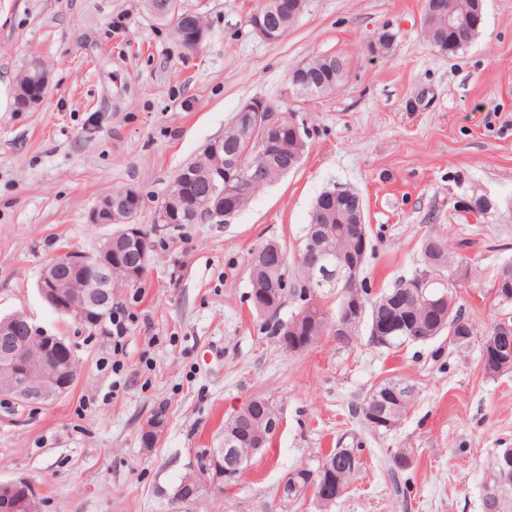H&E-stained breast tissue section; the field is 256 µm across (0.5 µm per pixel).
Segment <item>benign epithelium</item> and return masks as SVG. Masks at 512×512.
Masks as SVG:
<instances>
[{
  "instance_id": "1",
  "label": "benign epithelium",
  "mask_w": 512,
  "mask_h": 512,
  "mask_svg": "<svg viewBox=\"0 0 512 512\" xmlns=\"http://www.w3.org/2000/svg\"><path fill=\"white\" fill-rule=\"evenodd\" d=\"M288 9L286 0H266L264 9L252 13L248 19L253 31L267 41L278 40V27L272 18ZM239 118L263 134L276 120L296 122L288 114H277L262 99H252L239 109ZM245 169L241 161H224V183L243 182ZM240 208L220 203L207 209L210 221L229 223ZM93 224H119L120 230L92 252L64 250L61 259L45 265L38 290L42 300L58 313L69 315L92 330H103L112 321V270L124 271L123 284L127 288L140 287L150 256L142 244L139 224H130L121 205L112 201V194L103 196L91 211ZM358 265L346 261L336 253L323 249L319 262L307 266V288L315 295L327 285L353 281ZM365 314V307L355 301L341 308V320L336 333L342 334L350 325L357 324ZM76 358L65 340L47 328L33 322L27 314L15 312L0 321V397L22 405H45L65 394L75 373ZM166 423V414L155 413L144 423L143 432L156 438ZM252 453L243 452L230 436L221 446L212 449L205 467L207 479H192L172 487L169 497L183 506L182 512H192L207 490L224 491V480L235 477ZM304 495L330 505L344 494L336 488L330 494L316 480L303 489ZM485 497L495 507L508 512L512 509V490L508 486L487 484ZM40 501L32 481L17 477L0 482V512H39Z\"/></svg>"
}]
</instances>
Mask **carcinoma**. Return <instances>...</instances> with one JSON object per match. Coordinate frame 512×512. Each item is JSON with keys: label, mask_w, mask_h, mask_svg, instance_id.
<instances>
[{"label": "carcinoma", "mask_w": 512, "mask_h": 512, "mask_svg": "<svg viewBox=\"0 0 512 512\" xmlns=\"http://www.w3.org/2000/svg\"><path fill=\"white\" fill-rule=\"evenodd\" d=\"M443 11L456 23L444 27L432 10ZM484 11V5L477 0H424L422 35L424 40L437 51L456 55L462 51L481 31L484 18L477 17ZM158 19L171 24L174 34L181 43H187L195 33L200 16L194 12L177 7V0H171V8ZM327 57L316 56L307 61V75L299 77L297 71L292 76L297 81V90L304 97L319 96L332 91L343 80L345 73L337 74L325 70ZM31 62L18 79L15 95L16 110L25 111L31 104L43 97L45 87L36 77ZM237 122H232L224 132L221 147L224 157L244 156L246 180L237 194L224 195V179L213 180L215 195L211 201L221 200L232 206L240 203L245 206L257 190L269 185L282 176L280 168L288 166L291 156L304 155L307 145L305 139L294 138V133L277 126L270 130L264 141L251 140L249 134H235ZM214 164L203 150L201 157L180 168L189 177L183 179L174 175L169 191L179 192L185 206L170 219L172 224H198L204 220L203 210L206 199L200 198L196 191V182L207 179V171ZM364 216L363 200L352 188L340 191L334 188L324 190L316 199L310 224L324 228L330 236L332 247L345 250L349 243L371 248V243H363L369 236L368 225L359 221ZM272 243H267L251 259L250 301L256 315L261 319L259 329L266 336L277 340L284 348L294 349L302 343L303 336L313 342L330 325L326 311L314 298L307 295L306 270L304 260H299L300 282L299 298L301 306L288 318L281 316L283 301L288 299V289L283 284L290 281L288 259L272 256ZM422 260L412 275L400 281L389 291L373 297L369 290L362 287V280L355 279L353 287L338 290V302L358 300L366 307L368 321L384 318L396 327L385 336H372V341L380 346L391 348L403 342L425 343L446 333L453 342L464 345L470 342L474 329L472 324L456 306L453 294L456 290L455 279L458 267L463 259L448 249L445 240L428 238L421 247ZM417 398L414 384L402 379H386L370 388L356 413L365 426L372 432H382L367 417L372 408L382 416L393 415L399 423L407 415ZM362 446L354 448L336 447L317 460L316 466H299L288 471L280 480L284 484L281 502L291 503L298 500L295 486L307 481L313 474L319 482H339L348 486L362 467Z\"/></svg>", "instance_id": "cac0c4a2"}]
</instances>
